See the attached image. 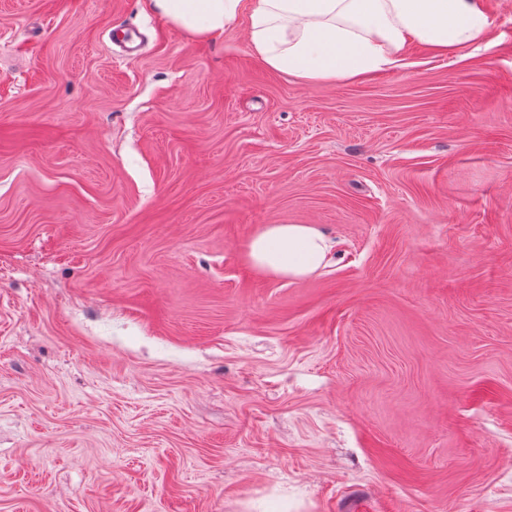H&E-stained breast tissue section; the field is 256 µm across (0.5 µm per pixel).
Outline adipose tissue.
I'll return each mask as SVG.
<instances>
[{
    "label": "adipose tissue",
    "mask_w": 512,
    "mask_h": 512,
    "mask_svg": "<svg viewBox=\"0 0 512 512\" xmlns=\"http://www.w3.org/2000/svg\"><path fill=\"white\" fill-rule=\"evenodd\" d=\"M190 38L210 40L245 21L254 57L300 81L357 78L398 67L417 42L445 52L488 36L481 0H141ZM332 248L313 224H264L243 247L249 264L277 279L303 280Z\"/></svg>",
    "instance_id": "adipose-tissue-1"
}]
</instances>
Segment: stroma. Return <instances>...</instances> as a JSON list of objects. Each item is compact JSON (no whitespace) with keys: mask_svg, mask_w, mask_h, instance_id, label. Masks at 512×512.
<instances>
[{"mask_svg":"<svg viewBox=\"0 0 512 512\" xmlns=\"http://www.w3.org/2000/svg\"><path fill=\"white\" fill-rule=\"evenodd\" d=\"M303 83L245 27L0 0V512H512V0ZM334 243L254 271L263 224ZM331 248L329 238L314 224H263L243 251L262 274L303 280L325 265Z\"/></svg>","mask_w":512,"mask_h":512,"instance_id":"stroma-1","label":"stroma"}]
</instances>
